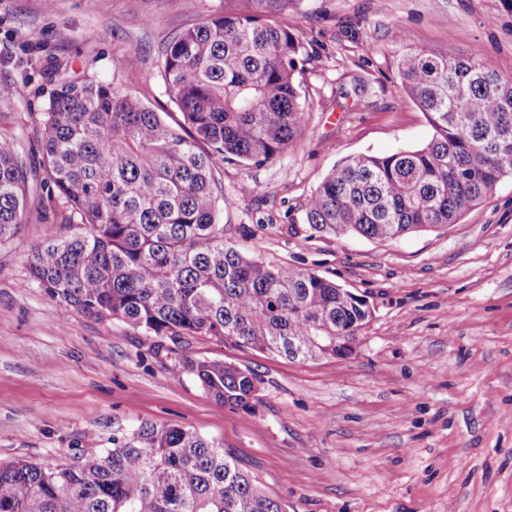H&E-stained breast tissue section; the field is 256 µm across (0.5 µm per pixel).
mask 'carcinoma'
<instances>
[{
  "instance_id": "cac0c4a2",
  "label": "carcinoma",
  "mask_w": 512,
  "mask_h": 512,
  "mask_svg": "<svg viewBox=\"0 0 512 512\" xmlns=\"http://www.w3.org/2000/svg\"><path fill=\"white\" fill-rule=\"evenodd\" d=\"M292 0H224L166 45L163 80L175 125L139 99L56 65L39 117V163L0 139V245L30 223L32 189L60 214L43 225L30 280L77 314L145 336H204L288 360L345 358L372 316L340 285L224 244L218 164L261 165L301 141L307 105L297 74L307 49L261 16ZM431 139L389 155L359 154L307 198L320 237L389 240L456 224L512 177V75L478 53L418 47L397 64ZM46 177L38 180L37 169ZM182 369L218 403L251 412L257 377L222 359ZM0 512H285L213 441L144 423L112 447L53 467L0 465Z\"/></svg>"
}]
</instances>
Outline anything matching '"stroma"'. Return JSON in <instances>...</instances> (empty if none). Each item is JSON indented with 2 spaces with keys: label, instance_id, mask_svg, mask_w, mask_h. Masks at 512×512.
Here are the masks:
<instances>
[{
  "label": "stroma",
  "instance_id": "35a3bbf8",
  "mask_svg": "<svg viewBox=\"0 0 512 512\" xmlns=\"http://www.w3.org/2000/svg\"><path fill=\"white\" fill-rule=\"evenodd\" d=\"M224 0H0V138L37 145L53 88L79 77L174 111L163 50ZM309 51L298 76L302 141L279 159L217 175L224 240L369 301L352 355L288 360L204 337L143 336L74 313L29 280L42 223L0 248V464L52 466L110 447L143 422L220 443L286 512H512V178L448 228L388 241L317 237L304 204L351 155L427 143L399 58L427 46L512 74V0H296L277 16ZM132 65H122L129 51ZM256 187L239 191L241 182ZM252 371V413L216 403L183 358Z\"/></svg>",
  "mask_w": 512,
  "mask_h": 512
}]
</instances>
